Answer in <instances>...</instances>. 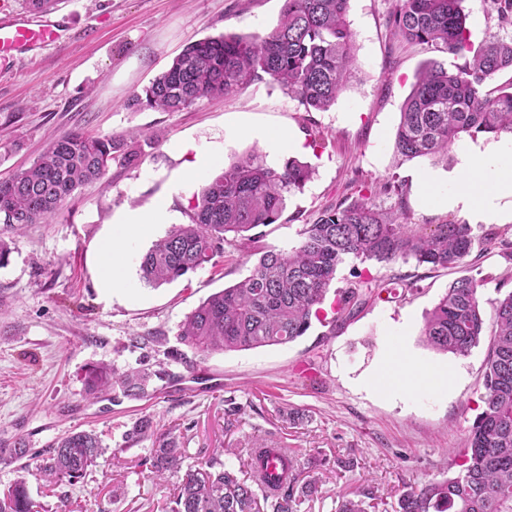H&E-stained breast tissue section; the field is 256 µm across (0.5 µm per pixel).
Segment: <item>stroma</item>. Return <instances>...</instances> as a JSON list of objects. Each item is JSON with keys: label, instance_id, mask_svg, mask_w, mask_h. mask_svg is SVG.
Segmentation results:
<instances>
[{"label": "stroma", "instance_id": "35a3bbf8", "mask_svg": "<svg viewBox=\"0 0 512 512\" xmlns=\"http://www.w3.org/2000/svg\"><path fill=\"white\" fill-rule=\"evenodd\" d=\"M284 0H60L68 21L65 38L33 57L0 62V181L28 168L54 139L72 132L95 136L155 131L161 140L143 145L139 162L112 165L102 182L77 189L48 222L12 233L0 265V448L25 439L33 455L26 470L0 461V492L26 477L37 512H169L171 486L142 474L145 454L136 445L107 455L75 484L45 486L36 451L71 432L95 433L104 447L123 445L140 416L179 435L190 458L215 448H298L324 496L301 512H335L334 498L359 485L394 505L405 486L446 477L479 412L484 393L485 347L456 357L426 347L424 316L453 280L488 274L484 302L499 296L496 280L512 268L500 245L475 264L433 269L415 261L378 264L347 259L333 289L371 274L385 283L416 282L396 299L374 297L353 318L313 322L285 345L203 356L180 344L185 317L211 294L248 276L257 257L234 251L215 257L181 279L154 288L140 277V258L172 225L188 223L187 207L211 174L202 168L181 189L173 183L196 160L195 147L229 163L257 150L272 167L285 154L271 153L254 136L271 128L302 139L301 160L316 171L288 199L279 223L262 227L261 247L295 245L304 225L327 206L350 202L362 184L397 179L403 196L380 194L377 205L403 209L409 223L434 227L460 221L458 212L435 205L417 190L429 178L441 192L454 176L457 157L434 162L401 160L393 143L402 105L430 51L394 38L387 25L392 0H351L357 78L328 110L309 112L263 78L236 95L199 101L181 112L128 107L189 43L223 34L261 35L278 22ZM474 42L512 37L498 26L491 0H464ZM167 200L171 220L140 235L113 223L128 210ZM120 238L128 261L126 282L107 288L101 266L104 242ZM151 338L150 347L131 343ZM404 346L414 364H452L458 374L439 387L420 382L411 366L395 359ZM166 361L173 381H154L140 400L111 388L89 398L85 377L105 364L125 370ZM239 414H231V407ZM305 414L292 426L289 410ZM353 457L345 471L336 461ZM124 493L113 498L112 489Z\"/></svg>", "mask_w": 512, "mask_h": 512}]
</instances>
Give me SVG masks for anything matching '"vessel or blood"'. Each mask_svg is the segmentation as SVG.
<instances>
[{"instance_id":"obj_1","label":"vessel or blood","mask_w":512,"mask_h":512,"mask_svg":"<svg viewBox=\"0 0 512 512\" xmlns=\"http://www.w3.org/2000/svg\"><path fill=\"white\" fill-rule=\"evenodd\" d=\"M63 32L61 21L41 12L5 15L0 18V61L58 44Z\"/></svg>"}]
</instances>
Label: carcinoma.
Instances as JSON below:
<instances>
[{
	"label": "carcinoma",
	"instance_id": "cac0c4a2",
	"mask_svg": "<svg viewBox=\"0 0 512 512\" xmlns=\"http://www.w3.org/2000/svg\"><path fill=\"white\" fill-rule=\"evenodd\" d=\"M351 0H285L278 24L263 35H221L187 45L170 66L131 99L132 104L162 112H182L202 99L232 95L263 77L277 84L309 111H326L348 88L356 71V41L350 27ZM463 0H395L387 24L402 41L464 59L450 70L430 60L418 72L395 133L396 154L406 160H448L452 146L467 135L512 136V78L488 86L512 71V39L492 37L472 47ZM497 22L512 25V0H493ZM159 141L155 132L104 137L71 133L51 142L34 163L0 182V224L8 231L53 218L78 188L100 182L109 167L133 164L139 141ZM313 167L296 158L276 169L261 156L238 158L207 180L190 205V223L173 227L143 255L141 278L153 287L171 283L226 249H252L251 231L275 224L288 196L303 190ZM396 196L403 186L379 187ZM375 186L363 185L359 198L330 208L300 231L298 245L261 252L250 274L210 295L181 324L180 342L207 356L290 343L305 335L319 318L338 267L349 257L362 263L390 264L413 259L419 265L457 268L473 252L495 240L508 249L503 233L481 236L471 225L450 222L428 229L407 222L398 210L373 201ZM492 279L462 276L426 314L420 332L429 348L457 357L487 342L483 408L468 431L464 447L451 460L448 477L409 485L394 512H512V291L492 303L491 333L481 289ZM386 284L371 277L341 292L334 320L353 317L366 299ZM175 375L157 362L122 373L106 366L86 376L92 398L110 385L130 399L148 396L153 379ZM152 441L140 459L155 483L177 479L170 512H298L303 501L319 494L316 479L301 477L300 453L288 448H250L246 469L213 449L197 464L183 468L179 436L164 431L149 416L137 419L125 435L127 452ZM107 449L87 431L71 432L39 453V468L50 483L73 484L97 466ZM373 495L357 489L342 495L336 512H368ZM26 482L17 481L0 496V512H33Z\"/></svg>",
	"mask_w": 512,
	"mask_h": 512
}]
</instances>
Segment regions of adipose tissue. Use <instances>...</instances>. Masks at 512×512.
Wrapping results in <instances>:
<instances>
[{
	"instance_id": "adipose-tissue-1",
	"label": "adipose tissue",
	"mask_w": 512,
	"mask_h": 512,
	"mask_svg": "<svg viewBox=\"0 0 512 512\" xmlns=\"http://www.w3.org/2000/svg\"><path fill=\"white\" fill-rule=\"evenodd\" d=\"M458 159L456 177L449 180L445 193L434 195V202L473 222L512 220V210L504 206L505 199L512 198V177L503 174L512 161V147L499 143L479 152L466 148Z\"/></svg>"
}]
</instances>
